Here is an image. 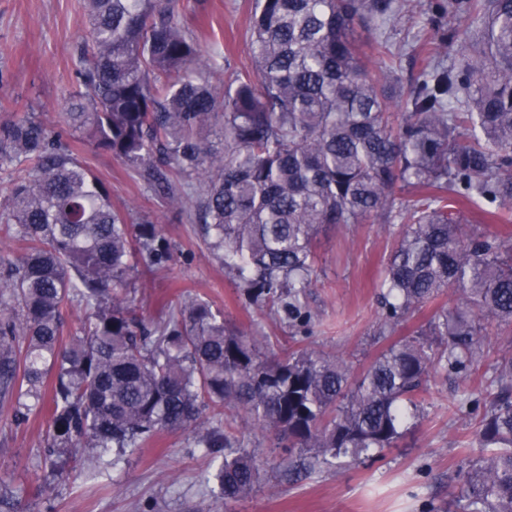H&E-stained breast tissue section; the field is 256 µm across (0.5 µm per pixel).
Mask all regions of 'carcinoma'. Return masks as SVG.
<instances>
[{
  "label": "carcinoma",
  "mask_w": 512,
  "mask_h": 512,
  "mask_svg": "<svg viewBox=\"0 0 512 512\" xmlns=\"http://www.w3.org/2000/svg\"><path fill=\"white\" fill-rule=\"evenodd\" d=\"M398 0H254V74L217 90L184 0H85L92 53L64 113L77 133L140 169L173 204L196 197V220L254 302L288 325L311 319L315 239L332 225L378 223L400 234L378 283L376 335L450 293L427 326L392 342L355 375L339 355L293 346L264 358L198 298L167 317L137 314L133 281L169 260L149 219L135 224L63 132L32 113L0 116V403L16 422L40 413L54 378L49 455L79 449L90 472L117 466L162 430H192L224 450L216 481L245 497L259 465L206 411L243 407L251 426L295 448L288 470L340 466L396 446L425 377L481 376L476 434L491 452L471 465L463 512H512V355L490 358L487 326H512V0H440L423 25L428 64L404 85L383 24ZM460 54L447 64L446 49ZM405 97L410 111L391 108ZM415 199L396 204V194ZM477 213L464 222L467 210ZM90 313L63 339L62 312Z\"/></svg>",
  "instance_id": "obj_1"
}]
</instances>
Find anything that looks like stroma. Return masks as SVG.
Instances as JSON below:
<instances>
[{
    "label": "stroma",
    "instance_id": "stroma-1",
    "mask_svg": "<svg viewBox=\"0 0 512 512\" xmlns=\"http://www.w3.org/2000/svg\"><path fill=\"white\" fill-rule=\"evenodd\" d=\"M252 3L201 0L195 7L191 22L202 52L218 59L211 76L215 85L253 68ZM421 21L418 13L403 12L371 32L389 42L406 77L426 64L415 40ZM424 34L435 36L431 30ZM90 50L82 0H0V107L36 112L49 130H60L76 72ZM70 144L109 187L114 207L132 221L152 220L169 248V261L136 288L140 314L155 319L167 305L198 296L223 311L229 328L259 332L274 346H287V322L247 299L209 248L192 202L172 205L112 154L78 136ZM393 242L376 224L327 226L317 238L318 271L307 294L312 321L305 342L342 353L358 372L388 344L374 334L376 282ZM460 386L452 377L429 379L424 417L399 447L339 472L299 477L284 465L288 449L245 426L242 409L223 410L224 424L262 463L260 481L236 501L224 500L202 483V475L215 473L222 458L199 446L192 432H158L114 470L92 475L76 462L56 472L43 463L49 414L31 416L18 426L9 409L0 406V512H461L467 472L487 450L473 420L453 409L452 395Z\"/></svg>",
    "mask_w": 512,
    "mask_h": 512
}]
</instances>
